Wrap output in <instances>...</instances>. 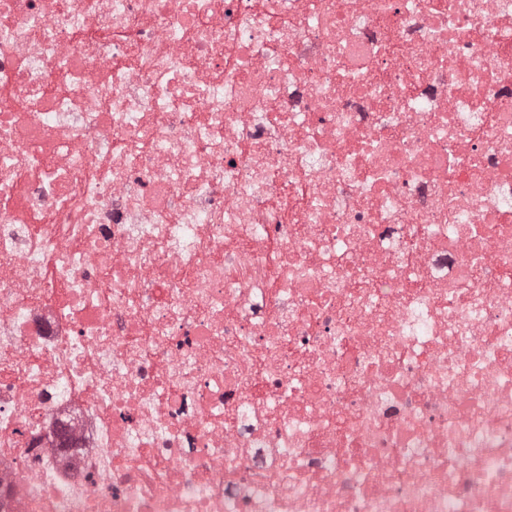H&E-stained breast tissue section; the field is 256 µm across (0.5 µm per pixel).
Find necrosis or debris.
I'll return each mask as SVG.
<instances>
[{
    "label": "necrosis or debris",
    "mask_w": 512,
    "mask_h": 512,
    "mask_svg": "<svg viewBox=\"0 0 512 512\" xmlns=\"http://www.w3.org/2000/svg\"><path fill=\"white\" fill-rule=\"evenodd\" d=\"M0 512H512V0H0Z\"/></svg>",
    "instance_id": "4bbe7bcc"
}]
</instances>
